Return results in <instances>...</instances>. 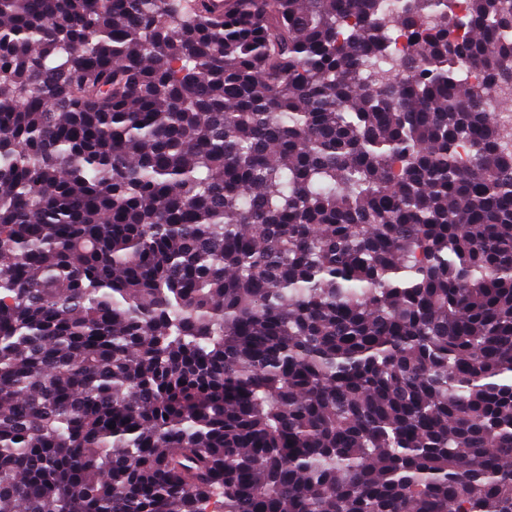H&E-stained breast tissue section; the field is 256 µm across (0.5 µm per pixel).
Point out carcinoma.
Here are the masks:
<instances>
[{
  "label": "carcinoma",
  "mask_w": 512,
  "mask_h": 512,
  "mask_svg": "<svg viewBox=\"0 0 512 512\" xmlns=\"http://www.w3.org/2000/svg\"><path fill=\"white\" fill-rule=\"evenodd\" d=\"M229 2L0 0V512H512V0Z\"/></svg>",
  "instance_id": "carcinoma-1"
}]
</instances>
